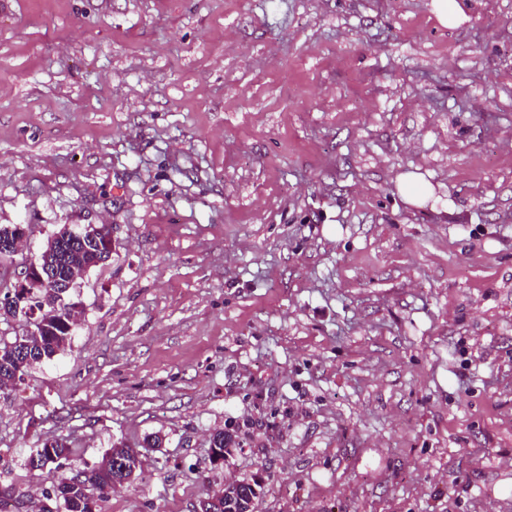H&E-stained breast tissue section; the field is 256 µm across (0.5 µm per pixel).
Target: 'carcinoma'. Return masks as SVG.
Instances as JSON below:
<instances>
[{
  "mask_svg": "<svg viewBox=\"0 0 512 512\" xmlns=\"http://www.w3.org/2000/svg\"><path fill=\"white\" fill-rule=\"evenodd\" d=\"M96 240H80L67 230L48 241L41 252L44 263L58 269L60 288H32L30 299L17 308L8 298L0 300V315L25 318L21 335L7 341L0 338V391L12 387L32 367L52 359L63 351L71 339L74 325L82 315L78 304L66 300L76 278L88 269L107 261L112 252L107 241L106 225ZM235 443L234 436L222 430L211 435L210 448L221 455L224 446ZM136 453L134 448L116 447L107 452L102 460L82 469L83 478L74 476L60 479L53 491L45 497L55 502V510L43 507L42 512H98L97 504L109 490L131 479L132 472L115 467L114 458ZM72 450L66 441L56 439L44 444L31 457L28 466L40 470L48 466L57 469L69 461ZM202 512H225L224 487H219L199 501Z\"/></svg>",
  "mask_w": 512,
  "mask_h": 512,
  "instance_id": "carcinoma-1",
  "label": "carcinoma"
}]
</instances>
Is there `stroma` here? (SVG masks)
I'll return each instance as SVG.
<instances>
[{
	"instance_id": "stroma-1",
	"label": "stroma",
	"mask_w": 512,
	"mask_h": 512,
	"mask_svg": "<svg viewBox=\"0 0 512 512\" xmlns=\"http://www.w3.org/2000/svg\"><path fill=\"white\" fill-rule=\"evenodd\" d=\"M462 2L0 0V297L60 227L113 243L0 395L13 512L61 437L142 449L99 512L258 474L255 512H512V0ZM432 12L442 26L457 28L467 17L458 0H432ZM426 183L415 173H406L399 177L397 187L405 203L411 206H421L426 193Z\"/></svg>"
}]
</instances>
